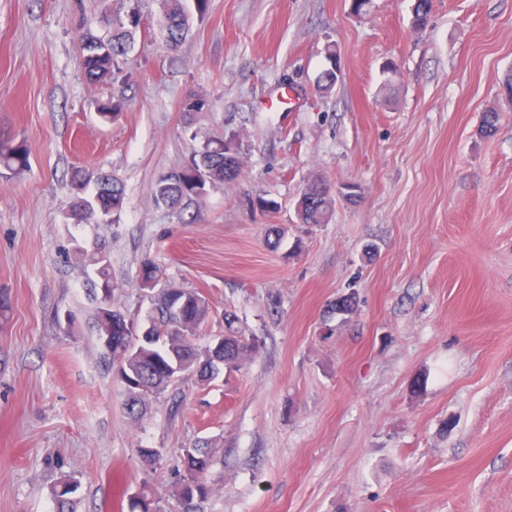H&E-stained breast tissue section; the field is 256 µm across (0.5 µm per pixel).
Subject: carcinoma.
Returning a JSON list of instances; mask_svg holds the SVG:
<instances>
[{
  "label": "carcinoma",
  "instance_id": "obj_1",
  "mask_svg": "<svg viewBox=\"0 0 512 512\" xmlns=\"http://www.w3.org/2000/svg\"><path fill=\"white\" fill-rule=\"evenodd\" d=\"M164 11L160 21L165 45L176 48L189 31V14L182 0H162ZM141 17L136 7H131L123 17L112 20V31L107 37L90 31L82 33L83 55L80 66L92 82H108L115 75L118 59L127 55L133 42V32L138 29ZM30 152L27 145L9 138H0V170L20 173L29 166ZM206 173V180L198 182L197 170ZM240 174V158L233 140L222 137L208 139L204 144L192 146L183 164L161 176L154 186V197L172 210L183 211L204 198L209 189L229 183ZM111 185L101 187V177L76 169L71 176L74 196L69 202L64 218L71 224H117L120 222L123 187L119 180L109 178ZM312 196L304 205L299 218L302 224L328 222L335 200L328 194L322 179L309 184ZM104 248L97 247L83 252V261L94 267L98 281L91 291L98 302L96 320L98 336H126L122 346L106 350L112 357L116 373L124 386L126 410L137 420L147 412L149 402L163 395L180 380V374L191 373L198 380L212 382L226 369L237 367L252 350V344L233 328L235 317H224L227 335L224 336V354L219 360L211 358V346L198 347L193 338L210 316L209 304L194 290L175 284H160V267L151 260L144 261L139 269L137 282L140 289L151 286L161 288L149 296L150 315L145 336L137 334L138 323L124 311L112 305L110 260L103 256ZM216 463V449L195 443L184 449L181 467L184 474L176 485L182 500H203L211 493L207 474ZM77 486L68 478L61 479L51 488L55 512H77L78 501L73 498Z\"/></svg>",
  "mask_w": 512,
  "mask_h": 512
}]
</instances>
